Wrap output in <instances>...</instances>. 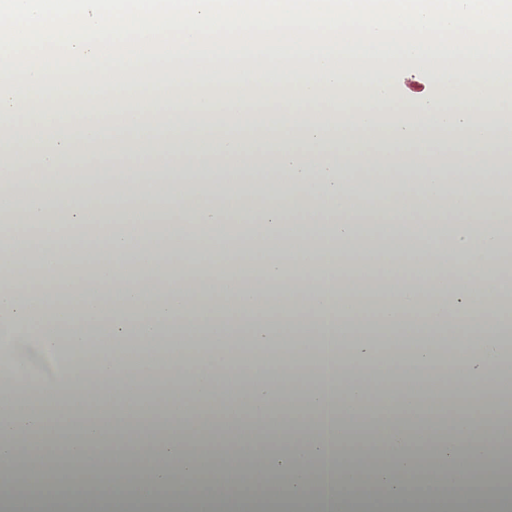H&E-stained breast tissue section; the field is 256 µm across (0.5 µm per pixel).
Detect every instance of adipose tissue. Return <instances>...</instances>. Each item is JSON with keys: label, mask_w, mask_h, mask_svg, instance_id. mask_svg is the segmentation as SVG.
I'll return each instance as SVG.
<instances>
[{"label": "adipose tissue", "mask_w": 512, "mask_h": 512, "mask_svg": "<svg viewBox=\"0 0 512 512\" xmlns=\"http://www.w3.org/2000/svg\"><path fill=\"white\" fill-rule=\"evenodd\" d=\"M191 57L187 67L170 52L87 63L90 78L76 94L50 86L40 65L0 71L1 129L25 113L48 116L0 151V210L41 232L33 241L0 239V382L16 381L25 363L46 365L20 391L21 412H0V503L24 492L37 505L53 502L55 512H127L135 501L156 512H214L240 497L224 468L251 461L262 488L252 512L283 496L308 498L314 471L339 487L350 512L383 489L387 503L399 502L411 493L413 465L426 469L437 459L442 470L424 489L437 512H497L495 493L472 504L457 484L476 463L492 475L512 444V425L491 420L490 402L505 382L494 373L501 283L479 289L472 280L476 270L498 266V225L512 220V199L496 191L512 176V156L502 150L512 128L486 120L503 107L493 85L512 71L475 46L452 55L406 52L394 41L385 51L328 45L297 56L270 46L249 54L245 68L235 50ZM133 68L154 77L129 82ZM216 71L232 106L218 119L215 101L197 91ZM395 97L403 108L396 118L387 111ZM149 108L165 111L164 128L146 123ZM58 112L72 116L73 127L50 122ZM106 124L146 144V172L101 151ZM447 142L451 151H442ZM174 144L190 147L189 166L177 167ZM269 144L272 155L254 160ZM380 144L390 153H377ZM27 153L34 174L20 185L14 172ZM219 155L220 182L212 175ZM90 159L110 167L108 179L84 173ZM244 175L249 193L233 192ZM62 199L69 202L63 222L80 238L66 239L48 222ZM310 199L318 209L306 220L321 225L325 250L261 255V279L249 286L236 272L214 274L215 255L235 256L250 239L231 217L273 226ZM164 214L177 218L176 227L152 224ZM395 214L407 218L406 231L380 243L351 222ZM441 224L450 235L438 233ZM192 240L202 249L187 252ZM161 252L190 253L191 271L161 272ZM351 258L389 284V295L373 299L363 284H341L339 270ZM413 278L419 288L409 287ZM420 310L427 324L453 318L476 333L453 341V371L415 394L390 372L438 361L437 343L414 339ZM282 314L314 330L308 345L293 348L311 360L312 374L281 375L286 358L269 355L271 320ZM356 325L393 327L394 352L365 338L341 361ZM174 326L188 338L158 347L160 332ZM238 328L247 342L234 358L228 340L193 338ZM94 337L110 349L93 347ZM231 365L252 371L238 400L223 397ZM158 370L169 377L149 406L112 381ZM461 388L470 395L462 416L452 398ZM218 400L217 425L202 424L205 404ZM57 434L62 450L35 456L30 439ZM36 462L48 480L25 489ZM141 467L151 481L138 480Z\"/></svg>", "instance_id": "adipose-tissue-1"}]
</instances>
